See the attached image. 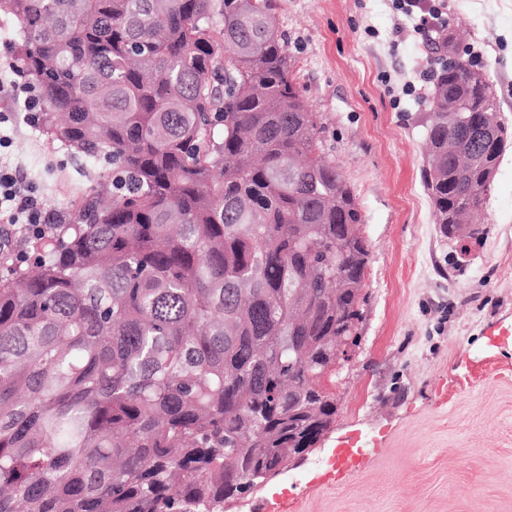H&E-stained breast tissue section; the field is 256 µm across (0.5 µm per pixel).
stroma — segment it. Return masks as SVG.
Wrapping results in <instances>:
<instances>
[{
	"label": "stroma",
	"instance_id": "stroma-1",
	"mask_svg": "<svg viewBox=\"0 0 512 512\" xmlns=\"http://www.w3.org/2000/svg\"><path fill=\"white\" fill-rule=\"evenodd\" d=\"M459 53L478 60L512 129V0H445ZM293 75L359 205L370 245L363 320L332 375L336 416L287 471L224 512H512V147L461 246L435 222L421 170L439 55L392 0H273ZM11 112L0 161L73 216L99 166Z\"/></svg>",
	"mask_w": 512,
	"mask_h": 512
}]
</instances>
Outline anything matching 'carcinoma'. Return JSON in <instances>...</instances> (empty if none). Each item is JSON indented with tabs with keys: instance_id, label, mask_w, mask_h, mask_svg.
Wrapping results in <instances>:
<instances>
[{
	"instance_id": "1",
	"label": "carcinoma",
	"mask_w": 512,
	"mask_h": 512,
	"mask_svg": "<svg viewBox=\"0 0 512 512\" xmlns=\"http://www.w3.org/2000/svg\"><path fill=\"white\" fill-rule=\"evenodd\" d=\"M0 11L39 133L112 177L0 279V512H224L329 429L319 372L370 255L272 0ZM441 47L422 182L441 233L477 238L503 151L470 131L505 124Z\"/></svg>"
}]
</instances>
